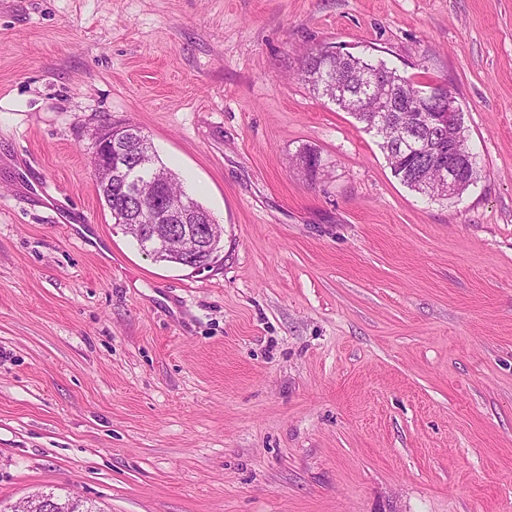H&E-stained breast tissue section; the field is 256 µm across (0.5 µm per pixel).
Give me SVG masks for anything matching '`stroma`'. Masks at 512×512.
Returning a JSON list of instances; mask_svg holds the SVG:
<instances>
[{
	"mask_svg": "<svg viewBox=\"0 0 512 512\" xmlns=\"http://www.w3.org/2000/svg\"><path fill=\"white\" fill-rule=\"evenodd\" d=\"M328 44L456 92L477 183L401 184L298 79ZM105 123L223 225L217 263L115 226ZM49 492L512 512V0H0V508Z\"/></svg>",
	"mask_w": 512,
	"mask_h": 512,
	"instance_id": "35a3bbf8",
	"label": "stroma"
}]
</instances>
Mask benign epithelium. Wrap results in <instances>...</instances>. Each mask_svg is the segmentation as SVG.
Instances as JSON below:
<instances>
[{
  "instance_id": "7a95c632",
  "label": "benign epithelium",
  "mask_w": 512,
  "mask_h": 512,
  "mask_svg": "<svg viewBox=\"0 0 512 512\" xmlns=\"http://www.w3.org/2000/svg\"><path fill=\"white\" fill-rule=\"evenodd\" d=\"M412 107L421 111L419 120L428 124L432 134L421 139L414 131L400 128L397 136L404 142L419 143V151L439 159V177L424 189L436 196L455 195L464 186L465 171L471 158L461 154L457 144L462 139L464 110L456 94L444 82L411 78ZM390 100L376 115L372 128L379 134L394 122ZM92 166L109 168L115 183L122 185L125 202L113 211L116 224L126 228L132 222L140 226L139 244L143 252L158 258L167 256L175 264L202 268L198 256L215 259L220 252L223 227L209 213L189 202L180 209L170 208L164 200L162 185L155 184L149 198L139 193L141 182L152 181L159 174L155 151L149 136L129 124L96 129Z\"/></svg>"
}]
</instances>
